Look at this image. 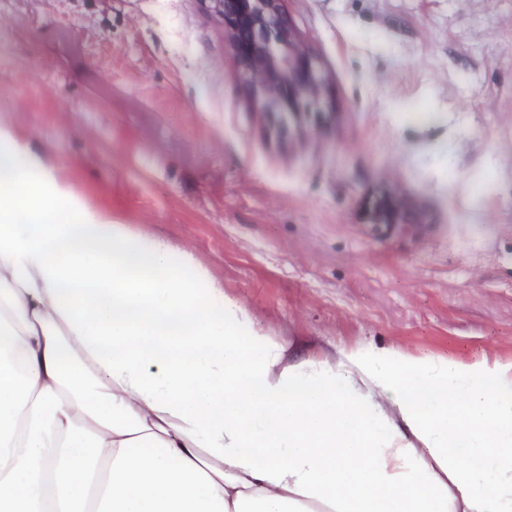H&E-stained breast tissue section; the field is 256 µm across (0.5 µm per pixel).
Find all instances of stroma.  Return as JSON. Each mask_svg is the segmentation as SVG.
<instances>
[{"mask_svg": "<svg viewBox=\"0 0 512 512\" xmlns=\"http://www.w3.org/2000/svg\"><path fill=\"white\" fill-rule=\"evenodd\" d=\"M335 113L258 110L199 0H0V126L304 359L512 367V0H282Z\"/></svg>", "mask_w": 512, "mask_h": 512, "instance_id": "1", "label": "stroma"}]
</instances>
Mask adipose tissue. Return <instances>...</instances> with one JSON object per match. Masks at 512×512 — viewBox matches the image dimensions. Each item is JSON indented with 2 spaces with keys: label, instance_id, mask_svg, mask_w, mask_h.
<instances>
[{
  "label": "adipose tissue",
  "instance_id": "adipose-tissue-1",
  "mask_svg": "<svg viewBox=\"0 0 512 512\" xmlns=\"http://www.w3.org/2000/svg\"><path fill=\"white\" fill-rule=\"evenodd\" d=\"M250 324L0 126V512H512V370Z\"/></svg>",
  "mask_w": 512,
  "mask_h": 512
}]
</instances>
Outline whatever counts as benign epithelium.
Returning <instances> with one entry per match:
<instances>
[{
	"mask_svg": "<svg viewBox=\"0 0 512 512\" xmlns=\"http://www.w3.org/2000/svg\"><path fill=\"white\" fill-rule=\"evenodd\" d=\"M227 29L247 82L262 110H276L288 121L321 108L323 78L310 49L295 39L281 0H201Z\"/></svg>",
	"mask_w": 512,
	"mask_h": 512,
	"instance_id": "7a95c632",
	"label": "benign epithelium"
}]
</instances>
